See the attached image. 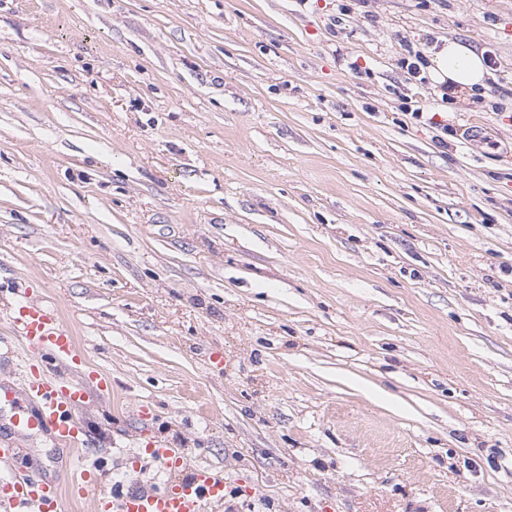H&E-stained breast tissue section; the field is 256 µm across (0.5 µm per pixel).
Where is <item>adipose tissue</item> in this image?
<instances>
[{
  "instance_id": "adipose-tissue-1",
  "label": "adipose tissue",
  "mask_w": 512,
  "mask_h": 512,
  "mask_svg": "<svg viewBox=\"0 0 512 512\" xmlns=\"http://www.w3.org/2000/svg\"><path fill=\"white\" fill-rule=\"evenodd\" d=\"M428 70L436 83L473 90L485 86L490 74L483 52L455 39L432 51Z\"/></svg>"
}]
</instances>
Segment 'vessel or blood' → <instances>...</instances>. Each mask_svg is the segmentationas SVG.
I'll return each instance as SVG.
<instances>
[{"label": "vessel or blood", "mask_w": 512, "mask_h": 512, "mask_svg": "<svg viewBox=\"0 0 512 512\" xmlns=\"http://www.w3.org/2000/svg\"><path fill=\"white\" fill-rule=\"evenodd\" d=\"M9 325L39 359L66 367L82 364L72 328L43 301L38 287L28 285L16 290L9 306ZM87 395L84 383L35 367L21 389L0 387V404L13 407L16 434L29 430L48 433L59 447L80 459L89 444L79 416ZM27 397L36 400V408L25 407L23 400ZM146 452L169 472L170 478L167 483L127 493L97 488V478L88 469L69 488H62L19 467L18 454L9 447H0V465L8 467L12 506L25 512H58V501L65 490L85 499L88 512H205L206 506H223L228 485L222 474L205 465L190 466L183 449L163 441L148 442Z\"/></svg>", "instance_id": "obj_1"}]
</instances>
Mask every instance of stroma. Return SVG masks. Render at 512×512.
Returning <instances> with one entry per match:
<instances>
[{
  "label": "stroma",
  "mask_w": 512,
  "mask_h": 512,
  "mask_svg": "<svg viewBox=\"0 0 512 512\" xmlns=\"http://www.w3.org/2000/svg\"><path fill=\"white\" fill-rule=\"evenodd\" d=\"M443 37L492 73L451 104L401 66ZM28 281L68 377L112 379L79 412L106 484L164 481L159 439L227 512H512V0H0L15 387ZM9 306V325L42 363L48 359L65 367L83 363L72 328L58 311L47 305L40 288L26 285L17 288Z\"/></svg>",
  "instance_id": "stroma-1"
}]
</instances>
